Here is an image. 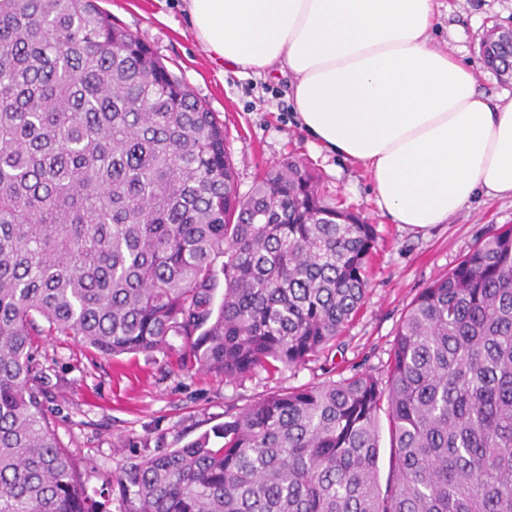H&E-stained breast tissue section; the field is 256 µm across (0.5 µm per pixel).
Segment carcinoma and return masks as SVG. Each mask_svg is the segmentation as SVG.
<instances>
[{"label": "carcinoma", "mask_w": 512, "mask_h": 512, "mask_svg": "<svg viewBox=\"0 0 512 512\" xmlns=\"http://www.w3.org/2000/svg\"><path fill=\"white\" fill-rule=\"evenodd\" d=\"M480 56L512 74L511 40ZM376 244L293 157L240 194L224 124L97 0H0V512H97L37 337L114 358L179 336L227 381L296 368L359 314ZM226 416L219 448L129 460L123 512H512V225L422 289L384 369Z\"/></svg>", "instance_id": "cac0c4a2"}]
</instances>
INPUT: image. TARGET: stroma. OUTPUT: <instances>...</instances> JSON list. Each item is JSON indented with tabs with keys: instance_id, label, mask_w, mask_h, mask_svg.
<instances>
[{
	"instance_id": "35a3bbf8",
	"label": "stroma",
	"mask_w": 512,
	"mask_h": 512,
	"mask_svg": "<svg viewBox=\"0 0 512 512\" xmlns=\"http://www.w3.org/2000/svg\"><path fill=\"white\" fill-rule=\"evenodd\" d=\"M432 38L476 63L488 28L512 23V0H442ZM100 5L146 42L196 97L224 122L227 148L241 194H248L268 168L288 157L301 159L319 176L340 207L352 210L379 234L365 304L332 352L297 369L259 373L228 382L213 374L181 369L180 338L165 355L138 353L113 359L62 336L42 337L35 361L43 373L45 408L52 430L80 463L92 496L106 512H121L104 479L131 458L165 452L211 434L229 405L249 404L287 388L384 368L398 324L418 293L447 274L477 242L512 225V199L481 197L447 223L417 230L394 224L373 200L368 174L342 156L314 144L299 128L288 99L289 77H259L213 62L193 35L183 0H100ZM481 91L512 92V80L478 67Z\"/></svg>"
}]
</instances>
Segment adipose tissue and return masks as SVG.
<instances>
[{"mask_svg":"<svg viewBox=\"0 0 512 512\" xmlns=\"http://www.w3.org/2000/svg\"><path fill=\"white\" fill-rule=\"evenodd\" d=\"M229 66L289 72L299 127L367 171L392 223L423 229L512 198V96L433 45L438 0H184Z\"/></svg>","mask_w":512,"mask_h":512,"instance_id":"ef3b65f1","label":"adipose tissue"}]
</instances>
